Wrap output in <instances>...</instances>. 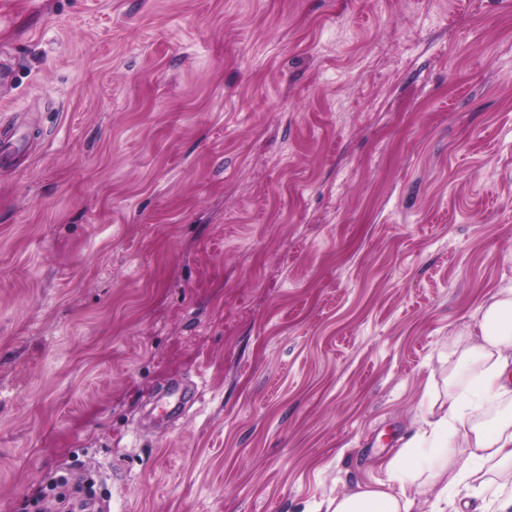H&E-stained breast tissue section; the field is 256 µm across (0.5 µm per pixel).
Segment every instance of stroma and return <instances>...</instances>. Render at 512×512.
Listing matches in <instances>:
<instances>
[{"label":"stroma","mask_w":512,"mask_h":512,"mask_svg":"<svg viewBox=\"0 0 512 512\" xmlns=\"http://www.w3.org/2000/svg\"><path fill=\"white\" fill-rule=\"evenodd\" d=\"M0 512H326L512 281V0H0Z\"/></svg>","instance_id":"1"}]
</instances>
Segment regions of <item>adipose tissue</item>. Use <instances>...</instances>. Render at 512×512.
Wrapping results in <instances>:
<instances>
[{"mask_svg": "<svg viewBox=\"0 0 512 512\" xmlns=\"http://www.w3.org/2000/svg\"><path fill=\"white\" fill-rule=\"evenodd\" d=\"M479 332L458 355L456 370L472 364L484 368L474 382L472 397L433 404L426 424L432 447L447 451L448 431L465 424L467 411L474 400L512 396V284L500 288L487 303L478 324ZM470 454L456 464L453 483L469 487L480 462L494 461L512 465V413L501 414L493 421L470 427ZM330 512H411L412 502L384 490L362 488L329 503Z\"/></svg>", "mask_w": 512, "mask_h": 512, "instance_id": "obj_1", "label": "adipose tissue"}]
</instances>
